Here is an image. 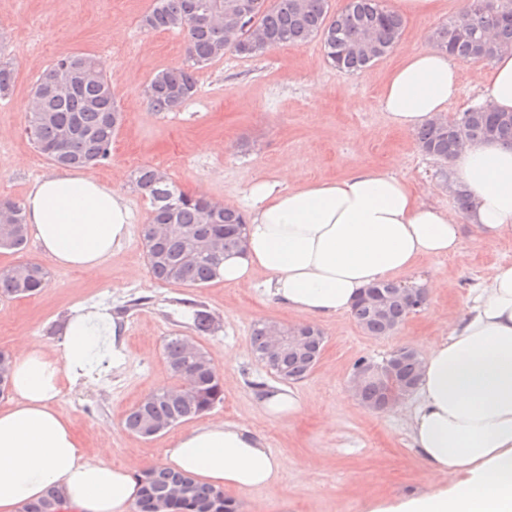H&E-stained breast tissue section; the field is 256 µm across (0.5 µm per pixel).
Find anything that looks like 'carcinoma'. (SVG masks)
I'll use <instances>...</instances> for the list:
<instances>
[{
	"mask_svg": "<svg viewBox=\"0 0 512 512\" xmlns=\"http://www.w3.org/2000/svg\"><path fill=\"white\" fill-rule=\"evenodd\" d=\"M230 4L242 6L254 29L234 27L227 16ZM478 0H468V21L464 32H456L454 21L433 32L435 46L461 62L490 60L494 49L512 50V0H497L492 11L478 9ZM151 31L179 32L185 37L186 62L162 69L152 75L145 96L157 112H176L198 92L197 72L221 59L226 53L239 57H257L281 46H302L319 39L330 64L345 73L360 72L388 55L399 41L405 21L403 16L384 4V0H347L337 12H331L329 0H152L141 20ZM76 63L84 72L81 83L66 97L52 92L57 68ZM15 83V70L0 62V98L8 96ZM33 96L40 97V107L30 113L28 134L37 150L64 169L89 168L112 158V144L122 122L112 93V86L99 69L95 58L78 53L58 59L37 80ZM61 127L72 129L65 140L58 138ZM470 141L494 140L512 146V112H490L483 106L472 107L458 118L441 125L432 121L417 132L423 152L442 160L459 150L458 132ZM134 191L149 201L151 210L142 236H150L159 247L158 257L148 258L154 279L174 286L199 288L219 276L227 254L241 252V236L224 240V253L211 255L196 248L206 237L220 233L226 225L246 223L237 209L214 202L202 195L181 189L164 171L142 166L133 171ZM14 224L15 242L10 250L24 248L29 224L22 204L0 201V222ZM181 224L194 230L193 242L165 235V225ZM49 283V273L42 265L17 262L0 270V297H30ZM193 330L207 334L213 318L199 304L192 305ZM358 326L373 336H386V321L376 314L370 299L360 300L352 309ZM253 352L257 360L283 383H292L310 373L307 359L284 352L276 361L264 359L262 326L253 329ZM169 368L187 373V390L192 400L184 401L166 391L155 390L139 401L124 417L127 431L138 435L148 424L166 423L170 427L197 418L222 400L220 378L203 347L192 348L186 336H170L163 347ZM178 473L160 465L142 470L135 512H184L186 505L171 499L170 491ZM191 495L198 512H237L235 503L218 497L219 490L190 480ZM58 496L49 493L23 512H57Z\"/></svg>",
	"mask_w": 512,
	"mask_h": 512,
	"instance_id": "obj_1",
	"label": "carcinoma"
}]
</instances>
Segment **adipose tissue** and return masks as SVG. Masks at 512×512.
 Here are the masks:
<instances>
[{"label": "adipose tissue", "mask_w": 512, "mask_h": 512, "mask_svg": "<svg viewBox=\"0 0 512 512\" xmlns=\"http://www.w3.org/2000/svg\"><path fill=\"white\" fill-rule=\"evenodd\" d=\"M487 101L512 112V52L484 75ZM459 94L456 63L438 49L408 52L389 72L380 104L400 130L414 132ZM448 180L466 185L474 205L463 216L424 201L391 169L362 165L341 179L292 184L253 177L243 254L225 257L228 284L267 275L275 302L311 319L350 312L377 281L424 258L455 254L463 225L512 235V149L473 142L448 161ZM25 212L43 254L56 265L94 273L130 235L134 215L122 194L71 172L38 179ZM448 333L424 353L414 404L404 418L421 460L449 484L363 512H512V264L471 288ZM119 325L107 307L73 309L55 350L28 341L12 361L10 402L0 407V512L56 490L71 512H130L139 485L130 470L80 446L55 403L71 383L124 360ZM165 467L216 488L276 484L284 461L254 431L233 422L188 429L163 452Z\"/></svg>", "instance_id": "obj_1"}]
</instances>
